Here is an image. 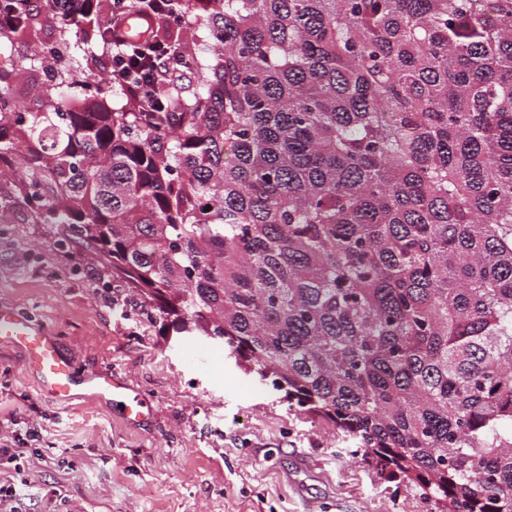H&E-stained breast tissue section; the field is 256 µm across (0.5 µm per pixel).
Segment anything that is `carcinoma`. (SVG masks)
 Segmentation results:
<instances>
[{"mask_svg": "<svg viewBox=\"0 0 512 512\" xmlns=\"http://www.w3.org/2000/svg\"><path fill=\"white\" fill-rule=\"evenodd\" d=\"M186 2L169 112L84 93L99 15L39 111L0 68L9 193L427 512H512V0Z\"/></svg>", "mask_w": 512, "mask_h": 512, "instance_id": "cac0c4a2", "label": "carcinoma"}]
</instances>
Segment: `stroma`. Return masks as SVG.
Returning <instances> with one entry per match:
<instances>
[{
	"instance_id": "stroma-1",
	"label": "stroma",
	"mask_w": 512,
	"mask_h": 512,
	"mask_svg": "<svg viewBox=\"0 0 512 512\" xmlns=\"http://www.w3.org/2000/svg\"><path fill=\"white\" fill-rule=\"evenodd\" d=\"M0 44V62L29 66L35 43ZM58 230L0 208V302L55 336L79 369L122 375L150 405L124 423L108 403L45 397L21 351L0 344V437L42 436L20 466L0 458L19 512H425L414 493L344 454L331 423L290 412L235 362H207L190 341L159 336L138 292L108 287L91 253L58 246Z\"/></svg>"
}]
</instances>
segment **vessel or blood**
Masks as SVG:
<instances>
[{
	"mask_svg": "<svg viewBox=\"0 0 512 512\" xmlns=\"http://www.w3.org/2000/svg\"><path fill=\"white\" fill-rule=\"evenodd\" d=\"M0 342L19 348L24 366L38 381L42 394L70 400L88 395L111 403L113 409L130 423L144 421L149 407L135 395L125 379L116 374L82 372L60 351L56 339L24 313L0 305Z\"/></svg>",
	"mask_w": 512,
	"mask_h": 512,
	"instance_id": "obj_1",
	"label": "vessel or blood"
}]
</instances>
